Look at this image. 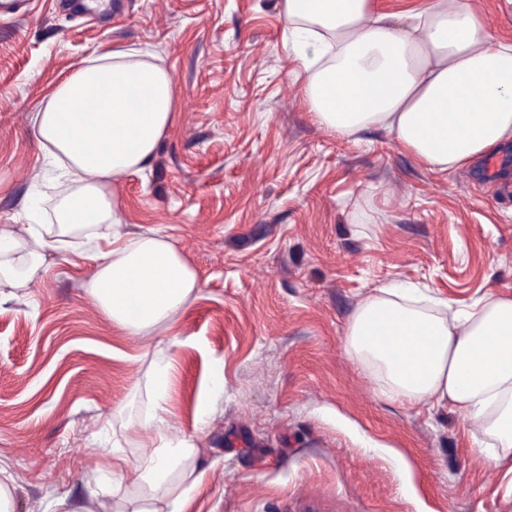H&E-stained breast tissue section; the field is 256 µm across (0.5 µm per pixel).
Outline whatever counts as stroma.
<instances>
[{"instance_id": "obj_1", "label": "stroma", "mask_w": 512, "mask_h": 512, "mask_svg": "<svg viewBox=\"0 0 512 512\" xmlns=\"http://www.w3.org/2000/svg\"><path fill=\"white\" fill-rule=\"evenodd\" d=\"M71 20L53 0L0 19V225L42 222L69 190L44 179L32 116L84 58L158 54L170 127L113 188L129 236L171 241L198 277L178 325L130 337L87 298L78 249L0 301V464L13 512H143L112 465L146 453L151 364L174 366L168 436L196 454L170 478L181 512H512V465L471 444L465 413L383 396L345 350L375 288L412 284L466 310L512 294V208L480 162L431 169L371 126L344 137L303 101L282 0H112ZM224 392L200 418L214 365Z\"/></svg>"}]
</instances>
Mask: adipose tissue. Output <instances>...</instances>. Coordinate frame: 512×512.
<instances>
[{
	"mask_svg": "<svg viewBox=\"0 0 512 512\" xmlns=\"http://www.w3.org/2000/svg\"><path fill=\"white\" fill-rule=\"evenodd\" d=\"M283 17L307 75L303 98L342 135L379 125L430 167L445 171L512 143V44L495 39L462 0H431L399 28L374 0H284ZM173 78L145 51L85 59L57 83L33 116L48 181L72 190L51 224L0 229V285L32 280L49 255L79 237L98 238L88 281L91 303L126 335L175 325L198 286L180 252L154 232L125 239L110 179L143 170L170 123ZM350 355L370 369L381 394L464 411L474 447L512 454V296L489 294L455 310L419 289L383 286L355 311ZM171 362L153 367V450L112 480L164 488L195 450L172 444L162 411Z\"/></svg>",
	"mask_w": 512,
	"mask_h": 512,
	"instance_id": "1",
	"label": "adipose tissue"
}]
</instances>
